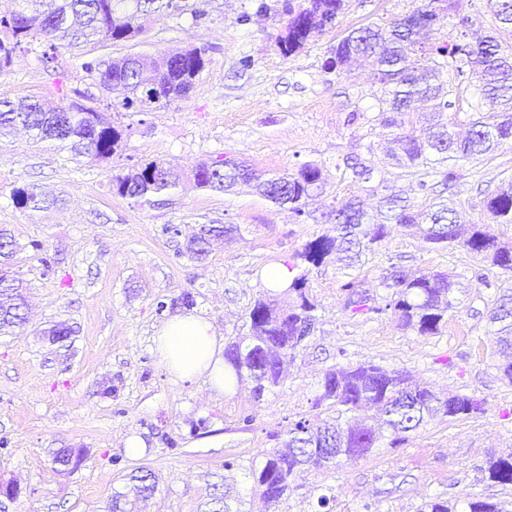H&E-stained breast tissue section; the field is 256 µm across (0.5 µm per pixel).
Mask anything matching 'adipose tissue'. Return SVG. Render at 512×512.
I'll return each instance as SVG.
<instances>
[{"label": "adipose tissue", "instance_id": "1", "mask_svg": "<svg viewBox=\"0 0 512 512\" xmlns=\"http://www.w3.org/2000/svg\"><path fill=\"white\" fill-rule=\"evenodd\" d=\"M153 342L173 382L201 379L224 392V340L208 320L190 312L176 315L158 328Z\"/></svg>", "mask_w": 512, "mask_h": 512}]
</instances>
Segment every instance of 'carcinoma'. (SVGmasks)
<instances>
[{
	"mask_svg": "<svg viewBox=\"0 0 512 512\" xmlns=\"http://www.w3.org/2000/svg\"><path fill=\"white\" fill-rule=\"evenodd\" d=\"M20 9L0 13V75L8 72L13 54L37 40L49 43L41 59H56L59 48H71L103 37L113 43L133 39L139 20L147 16L190 10L201 20L207 16L208 0H18ZM344 0H303L298 7L286 4V33L277 38L284 56H290L313 37L333 27ZM461 0H420L390 29L362 26L351 30L331 49L327 69L347 71L360 57H370L378 66L381 95L376 97L383 127L397 129L391 159L401 168H444L443 181L455 177L451 163L486 155L495 145L512 139V41L502 32L512 30V0H486L495 24L487 35L467 41L469 16L461 13ZM450 26L448 39L436 41L435 31ZM205 66L203 51L177 49L154 55L129 53L117 58L92 59L81 63L88 77L104 92L107 107L129 114H149L168 108L188 95ZM447 74L466 80L476 102L467 136L460 140L452 128L460 112V99L440 94L437 79ZM431 103L421 114L423 126L404 132L405 118ZM24 129L37 142H48L72 153L74 159L104 161L121 151L124 129L107 119L97 99L85 96L65 107L49 106L39 99L15 102L0 98V137L16 128ZM343 178L354 183L373 179L374 169L358 157H348ZM197 189L232 192L251 186L266 200L300 219L309 216L308 201L324 192L327 178L314 163L294 173L261 175L241 161L219 158L203 162L193 175ZM182 187L180 174L163 160L138 163L124 174L112 177V192L140 205H151L172 196ZM14 204L41 212L63 203L34 184L13 189ZM486 210L498 224H512V182L492 195ZM325 223L335 225L336 234L307 242L297 257L317 266L331 254L344 262L345 280L340 285L344 306L354 314L390 310L402 325L421 335L432 336L448 323L455 308L453 282L441 272L405 273L392 264L381 276L386 295L379 297L365 288V281L348 272L362 266V255L381 244L392 225L416 226L422 239L434 250L460 245L491 265L512 272V244L488 235L478 224L462 221L459 212L439 202L416 211L406 192L394 185L384 188L376 213L366 211L351 197L322 213ZM239 232L232 224H202L187 242V253L202 260L213 242ZM283 301L259 298L248 313L250 335L237 336L224 347V364L232 373L224 377L236 384L248 380L252 396L259 402L284 383L287 357L305 347L316 332L317 304L310 298L306 275L292 278L280 292ZM498 325L496 344L503 357L497 366L512 383V293L501 294L491 311ZM26 304L19 280L0 273V334L23 327ZM485 401L460 393H436L412 382L403 372L375 364L338 362L320 382L313 408L318 413L288 423L281 446L249 461L247 478L256 492L274 509L297 491L305 473L334 469L355 462L381 448H398L408 435L428 420L470 418L484 412ZM491 482L512 486V453L487 461ZM125 490L112 494L109 512H128V497L149 500L157 490L155 473L139 467L128 475ZM207 512H241L232 506L231 491L216 484L207 493Z\"/></svg>",
	"mask_w": 512,
	"mask_h": 512,
	"instance_id": "cac0c4a2",
	"label": "carcinoma"
}]
</instances>
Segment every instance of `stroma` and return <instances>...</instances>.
Here are the masks:
<instances>
[{
	"instance_id": "35a3bbf8",
	"label": "stroma",
	"mask_w": 512,
	"mask_h": 512,
	"mask_svg": "<svg viewBox=\"0 0 512 512\" xmlns=\"http://www.w3.org/2000/svg\"><path fill=\"white\" fill-rule=\"evenodd\" d=\"M283 4L209 0L200 21L177 13L145 21L127 42L90 43L77 54L58 49L51 70L38 52L16 51L9 74L0 77L2 98L64 106L95 90L81 60L177 47L204 49L206 57L188 98L141 120L117 117L130 128L119 156L77 162L22 132L0 140V227L15 241L10 268L28 300L26 326L0 335V478L20 486L10 512H106L113 491L139 467L158 480L145 512H203L213 483L235 487L245 512H266L245 476L249 462L274 447L289 420L312 414L340 349L347 362L405 371L435 391L483 398L485 411L435 419L400 447L306 473L278 512H315L323 495L331 498V512H417L435 497L457 512L473 498L512 503V488L490 482L485 472L490 457L512 452V383L496 368L489 320L496 290L512 288V274L461 246L435 251L397 225L362 259L360 275L377 294L393 258L409 272L453 275L457 307L433 336L404 330L389 310L350 315L335 259L310 267L317 331L287 363L284 385L261 402L244 383L219 394L200 381L173 382L153 349L157 329L187 311L208 319L224 338L248 335L247 313L267 293L262 270L294 264L307 241L331 233L320 215L336 201L355 196L371 208L383 186L394 185L415 209L433 202L417 185L438 181V174L397 167L387 156L388 131L373 109L379 86L371 61L341 75L325 68L349 30L387 25L411 12L414 0H345L334 27L288 57L276 45L288 20ZM353 153L374 167L372 182L341 179L336 166ZM221 156L245 159L262 175L315 163L327 174L326 191L310 203V217L298 221L246 188L234 194L194 188L196 166ZM156 159L178 168L182 192L155 206L113 194V175ZM454 171L449 204L511 242L512 226L490 223L484 201L512 178V141L457 161ZM32 183L61 196L64 206L17 208L13 189ZM212 220L237 225L239 236L205 259H191L188 236ZM478 270L491 287L475 280ZM185 292L192 305L183 304ZM59 323L72 330L62 345L45 334ZM132 435L145 443L137 456L126 451ZM61 448L84 451L80 468L67 476L52 464Z\"/></svg>"
}]
</instances>
